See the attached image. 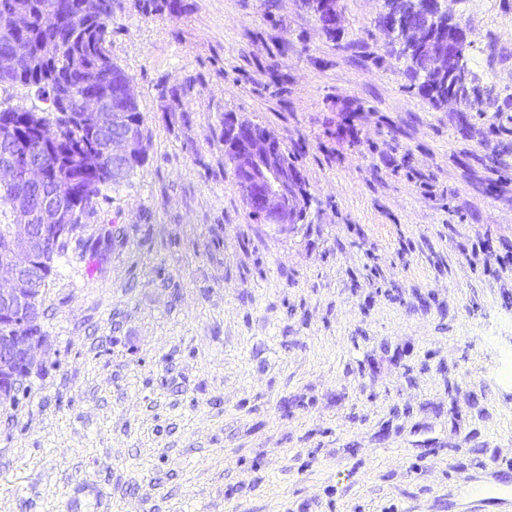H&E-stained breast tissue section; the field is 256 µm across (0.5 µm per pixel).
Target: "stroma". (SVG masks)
<instances>
[{
    "label": "stroma",
    "mask_w": 512,
    "mask_h": 512,
    "mask_svg": "<svg viewBox=\"0 0 512 512\" xmlns=\"http://www.w3.org/2000/svg\"><path fill=\"white\" fill-rule=\"evenodd\" d=\"M135 2L109 40L148 160L44 291L0 512H448L449 479L512 458V0H443L458 113L410 87L384 0H339L331 39L302 0ZM228 112L288 150L302 222L250 217Z\"/></svg>",
    "instance_id": "stroma-1"
}]
</instances>
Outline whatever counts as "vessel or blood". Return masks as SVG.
I'll list each match as a JSON object with an SVG mask.
<instances>
[{"label":"vessel or blood","mask_w":512,"mask_h":512,"mask_svg":"<svg viewBox=\"0 0 512 512\" xmlns=\"http://www.w3.org/2000/svg\"><path fill=\"white\" fill-rule=\"evenodd\" d=\"M449 507L465 512H512V459L495 463L485 477H466L448 490Z\"/></svg>","instance_id":"1"}]
</instances>
